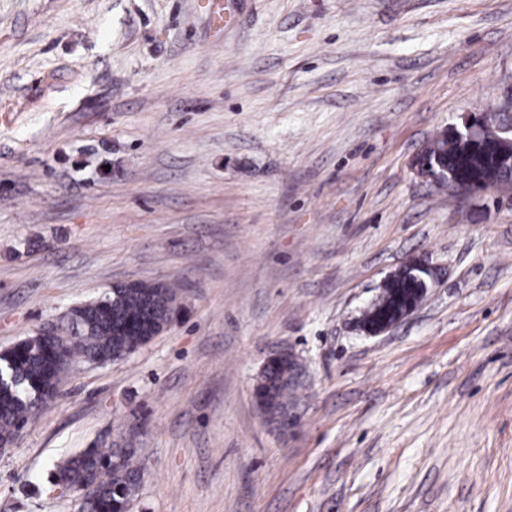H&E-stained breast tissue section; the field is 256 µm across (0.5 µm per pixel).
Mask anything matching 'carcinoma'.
Segmentation results:
<instances>
[{"label": "carcinoma", "instance_id": "1", "mask_svg": "<svg viewBox=\"0 0 512 512\" xmlns=\"http://www.w3.org/2000/svg\"><path fill=\"white\" fill-rule=\"evenodd\" d=\"M482 140L476 147L446 142L435 137L423 151L430 162L444 163L447 177L477 182L489 170L509 177L512 166L497 155L499 117H484ZM401 273L391 275L374 299L365 318L385 314L396 307ZM176 291L165 284L134 283L115 292L81 303L69 312V336L45 342L38 336L0 353V441L11 440L20 426L61 392L64 376L75 362L106 364L121 359L148 343L156 329L170 318ZM296 366L283 359L265 368L256 386L266 398L265 413L285 423L288 393ZM56 477L72 490L92 489L81 501L80 512H127L141 477V461L135 448H87L57 466Z\"/></svg>", "mask_w": 512, "mask_h": 512}]
</instances>
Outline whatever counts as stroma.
<instances>
[{
	"mask_svg": "<svg viewBox=\"0 0 512 512\" xmlns=\"http://www.w3.org/2000/svg\"><path fill=\"white\" fill-rule=\"evenodd\" d=\"M0 0V352L112 284L175 283L0 452V512L135 448L129 512H512V192L413 160L512 88V0ZM421 306L367 336L389 274ZM300 368L280 426L255 388ZM426 292L427 288H420V286H418L415 290L414 297H412L403 308L397 311L391 320L385 321L381 326L373 327L362 319L363 330L370 336H377L397 327L421 305Z\"/></svg>",
	"mask_w": 512,
	"mask_h": 512,
	"instance_id": "stroma-1",
	"label": "stroma"
}]
</instances>
